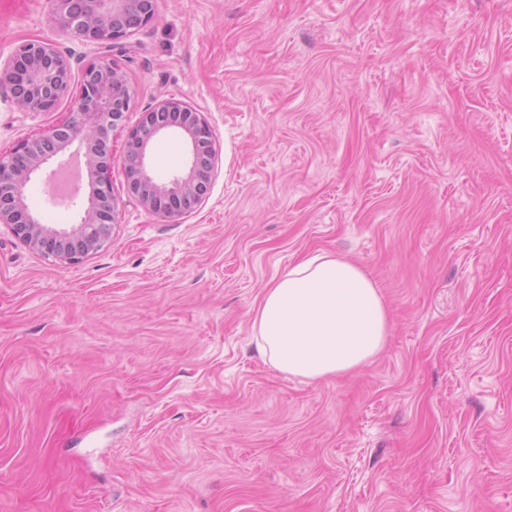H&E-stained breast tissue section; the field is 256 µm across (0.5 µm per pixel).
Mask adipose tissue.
Listing matches in <instances>:
<instances>
[{"label":"adipose tissue","instance_id":"1","mask_svg":"<svg viewBox=\"0 0 512 512\" xmlns=\"http://www.w3.org/2000/svg\"><path fill=\"white\" fill-rule=\"evenodd\" d=\"M390 329L388 308L363 269L319 251L264 288L251 333L258 354L276 371L321 382L372 362Z\"/></svg>","mask_w":512,"mask_h":512}]
</instances>
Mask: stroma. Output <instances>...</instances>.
<instances>
[{
	"label": "stroma",
	"mask_w": 512,
	"mask_h": 512,
	"mask_svg": "<svg viewBox=\"0 0 512 512\" xmlns=\"http://www.w3.org/2000/svg\"><path fill=\"white\" fill-rule=\"evenodd\" d=\"M72 57L51 0L0 10ZM112 241L59 266L0 225V512H512V0H156L111 53ZM203 112L201 206L127 198L146 109ZM0 86V150L64 120ZM160 177L188 151L150 148ZM28 203L72 224L43 178ZM369 275L391 333L313 383L256 353L254 305L312 252Z\"/></svg>",
	"instance_id": "1"
}]
</instances>
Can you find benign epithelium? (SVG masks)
I'll return each instance as SVG.
<instances>
[{"label": "benign epithelium", "mask_w": 512, "mask_h": 512, "mask_svg": "<svg viewBox=\"0 0 512 512\" xmlns=\"http://www.w3.org/2000/svg\"><path fill=\"white\" fill-rule=\"evenodd\" d=\"M63 32L90 45L115 47L135 30L150 23L155 0H50ZM82 80L69 118L12 149L0 151V224L29 249L60 266L73 265L99 251L111 239L120 200L113 193L109 171L112 131L130 110L132 92L124 73L108 56L87 62L62 54L48 41L19 44L0 76L11 87L14 102L23 112H49L71 90L73 64ZM178 132L189 148L184 172L159 180L148 164L147 153L156 138ZM85 147L91 189L69 228L45 224L28 204V186L34 177L47 175L51 166L74 142ZM216 145L203 113L171 97L143 113L140 124L126 140L124 179L127 196L148 213L170 222L194 211L203 201L214 174Z\"/></svg>", "instance_id": "7a95c632"}]
</instances>
